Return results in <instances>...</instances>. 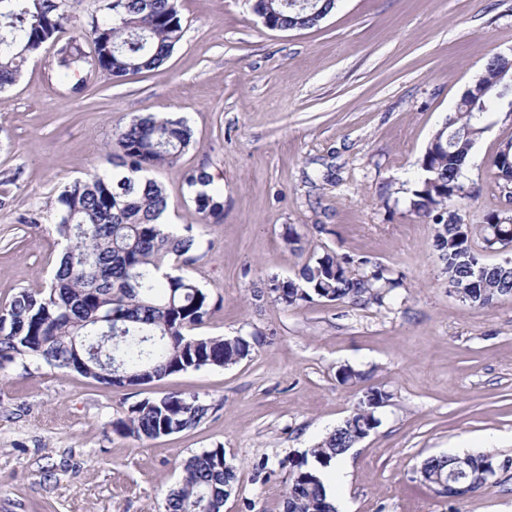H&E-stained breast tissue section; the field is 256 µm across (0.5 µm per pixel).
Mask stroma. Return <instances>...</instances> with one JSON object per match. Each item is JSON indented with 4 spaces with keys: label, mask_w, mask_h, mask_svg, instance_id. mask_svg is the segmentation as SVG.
<instances>
[{
    "label": "stroma",
    "mask_w": 512,
    "mask_h": 512,
    "mask_svg": "<svg viewBox=\"0 0 512 512\" xmlns=\"http://www.w3.org/2000/svg\"><path fill=\"white\" fill-rule=\"evenodd\" d=\"M184 36L159 69L71 92L52 50L0 91V303L49 285L65 249L53 224L19 223L63 186L109 169L113 134L152 112L190 126L189 149L152 171L165 222L191 230L192 268L214 307L203 336L253 339L227 367L105 387L26 357L0 369V512H165L183 465L224 447L236 467L224 512H283L286 462L315 446L368 388L378 427L344 459L341 512H512V296L477 309L449 293L434 226L409 190L436 130L493 55L512 54V0H337L321 23L271 30L247 0H178ZM470 153L480 223L503 208L492 162L512 120L491 112ZM211 173L224 215L202 220L183 175ZM304 251L283 240L286 226ZM365 257L403 275L384 307L255 298L310 250ZM352 366L356 379L336 373ZM209 405L195 428L138 439L111 423L170 393ZM490 453L484 487L451 498L421 482L427 458Z\"/></svg>",
    "instance_id": "obj_1"
}]
</instances>
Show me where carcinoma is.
Masks as SVG:
<instances>
[{"label":"carcinoma","mask_w":512,"mask_h":512,"mask_svg":"<svg viewBox=\"0 0 512 512\" xmlns=\"http://www.w3.org/2000/svg\"><path fill=\"white\" fill-rule=\"evenodd\" d=\"M78 34L61 41L67 0H0V91L16 84L29 59L43 46H55L59 77L81 89L104 75L121 80L165 64L184 29L177 0H101ZM265 27L305 29L319 24L336 0H249ZM91 42L86 53L79 41ZM495 74L483 70L457 110L435 132L419 160L421 175L411 190L410 207L435 225L434 247L448 274V291L474 308H487L512 295V265L485 262L474 246L486 249L512 242V209L486 214L479 224L461 222L459 211L478 194L465 182V162L485 132V113L475 105L492 98ZM192 142L182 120L146 115L114 134L112 165L122 175L94 173L59 193L54 208L57 235L66 241L60 265L46 288L18 291L0 306V368L19 357L76 372L109 387L125 379L160 380L205 367H226L247 358L253 343L244 336H198L206 321L209 291L190 273L196 262L193 236H179L159 219L168 208L163 186L143 172L176 163ZM501 193H512V138L493 161ZM184 181L204 218L224 214V189L203 172ZM402 286L393 269L361 257L312 254L294 276L272 275L254 290L286 307L315 300L353 307L385 304ZM389 398L369 388L356 408L316 447L290 462L284 512H336L321 477L378 427L376 410ZM209 407L199 398L171 393L132 405L112 422L124 436L156 439L161 431L195 427ZM455 455L432 457L421 465L422 481L438 486ZM474 464L471 491L493 467L489 455H468ZM236 483V467L223 448L191 457L181 483L166 496V512H222Z\"/></svg>","instance_id":"cac0c4a2"}]
</instances>
